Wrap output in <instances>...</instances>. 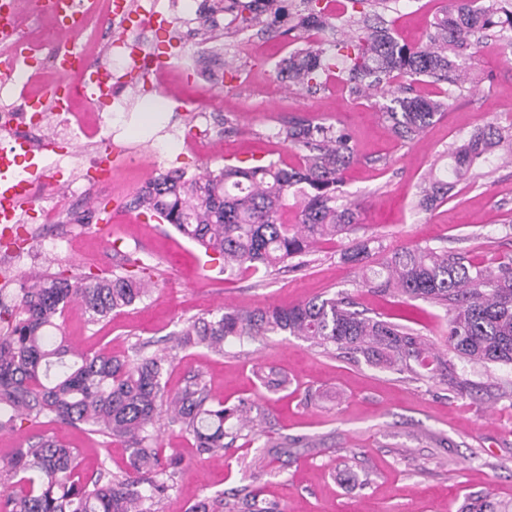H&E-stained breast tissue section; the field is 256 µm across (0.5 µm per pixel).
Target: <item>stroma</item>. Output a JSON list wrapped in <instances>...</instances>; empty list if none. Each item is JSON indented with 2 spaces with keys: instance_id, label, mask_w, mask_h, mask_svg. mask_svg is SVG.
Segmentation results:
<instances>
[{
  "instance_id": "stroma-1",
  "label": "stroma",
  "mask_w": 512,
  "mask_h": 512,
  "mask_svg": "<svg viewBox=\"0 0 512 512\" xmlns=\"http://www.w3.org/2000/svg\"><path fill=\"white\" fill-rule=\"evenodd\" d=\"M202 4L170 0L166 23L143 40L144 53L165 62L163 81L153 84L138 73L125 79L124 94L136 106L126 119L123 142L138 163L113 162L110 194L92 193L85 205L99 214L127 207V220L60 224L49 228L46 240L27 238L25 251L39 258L18 263V281L38 272L109 275L134 260L144 264L154 287L143 300L95 323L79 304L65 311L61 332L79 352L103 349L120 357L135 342L165 339L184 322L222 307H289L334 295L350 297L367 316L407 326L447 351L445 308L369 290L360 269L343 263L340 254L374 237L388 249L442 246L475 264L495 266L512 257V155L478 169L474 179L457 184L432 209L417 205L421 180L445 149L486 124H512V51L487 41L469 62L470 82L454 92L428 77L403 79L415 94L448 100L438 120L403 141L381 116L389 93L362 97L333 76L322 77L311 90L274 78L275 64L305 46L298 31L284 37L267 23L257 24L249 33L263 34L264 40L250 54L240 48L245 34L219 27L197 67L181 68V58L192 51L181 37L184 21ZM448 5L449 0L384 5L370 0L365 9L380 14L399 42L417 46L429 42L436 17ZM167 96L182 101V108L143 111L145 100ZM212 112L228 117V132H211L202 146H184L182 135ZM292 116L344 127L353 137L357 160L345 170L341 187L344 200L358 206V223L349 234L320 241L271 274L230 275L223 260L205 255L171 225L131 208L143 187L175 169L191 178L227 164L273 160L298 166L297 153L278 136ZM171 128L178 141L170 152H157L159 133ZM454 365L470 382V392L459 393L438 377L400 374L327 353L289 335L230 341L220 355L203 348L177 351L165 378L167 390L180 389L200 371L214 400L228 405L253 400L266 421L220 457L199 455L190 435L162 424L161 457L176 452L182 463L159 512H187L202 498L257 488L279 512H460L465 500L477 496L512 503V365L459 359ZM263 368L287 376V388L262 386ZM41 434L76 449L81 475L102 466L118 472L129 464L123 441L43 418L0 431V461ZM282 439L292 442L294 462L270 458L263 468H252L266 442Z\"/></svg>"
}]
</instances>
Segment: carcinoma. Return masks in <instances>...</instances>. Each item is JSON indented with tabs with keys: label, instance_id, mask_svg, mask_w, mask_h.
I'll return each instance as SVG.
<instances>
[{
	"label": "carcinoma",
	"instance_id": "carcinoma-1",
	"mask_svg": "<svg viewBox=\"0 0 512 512\" xmlns=\"http://www.w3.org/2000/svg\"><path fill=\"white\" fill-rule=\"evenodd\" d=\"M304 8L290 29L333 28L323 0H303ZM224 13L242 31L267 15L272 23L291 21L285 0H211L200 11L204 32L217 27ZM355 36L337 41L329 55L309 43L276 66V78L312 87L322 75L336 71L357 93L368 94L394 75L431 77L460 87L468 78L466 60L480 39L512 32V0H453L437 19L426 47L398 43L369 16H349ZM446 102L415 95H395L383 115L404 139L419 135L442 114ZM278 136L302 153L304 165L284 169L263 165L224 166L217 174L185 178L174 170L149 183L136 202L181 235L224 258V271L269 270L301 257L318 240L347 234L356 225L352 205L336 194L344 170L355 158L348 131L303 118L289 121ZM509 138L494 124L478 129L447 152L446 167L423 178L419 206L430 208L448 197L451 181L468 178L490 162ZM300 198L296 223L283 215L288 198ZM374 256L370 241L343 255L348 262ZM364 286L398 293L450 308L448 347L472 363L512 364V262L491 270L464 262L443 247L402 248L384 257L363 275ZM149 292L148 282L133 270L110 277L49 274L32 277L10 302L0 297V430L20 428L23 421L47 417L127 441L130 470L113 474L100 469L84 479L76 475L75 449L53 437H40L17 448L0 470L16 479V488L0 498V512H156L172 485L169 477L182 462L177 454L161 461L151 428L162 411L170 423L191 435L200 455L224 453V439L235 441L254 432L265 419L253 402L234 406L214 401L199 374L175 394L163 383L172 360L163 350L150 354L135 347L124 358L105 350L85 354L72 350L58 320L73 302L81 303L91 321L135 304ZM287 334L325 350L334 349L399 373L449 378L459 392L469 382L448 373V359L429 347L412 329L369 317L344 297L314 298L288 309L277 306L252 311L205 313L172 333L176 346L224 352L229 339ZM292 456L288 441L268 442L253 465L267 457ZM191 512H278L250 493L242 498H205Z\"/></svg>",
	"mask_w": 512,
	"mask_h": 512
}]
</instances>
